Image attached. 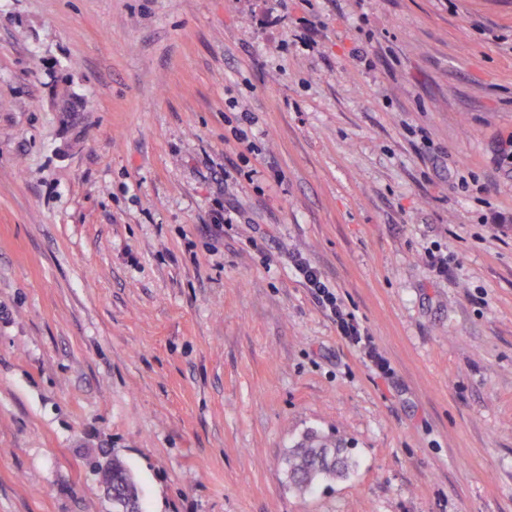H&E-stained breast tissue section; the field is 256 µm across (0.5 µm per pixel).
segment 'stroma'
I'll use <instances>...</instances> for the list:
<instances>
[{
  "mask_svg": "<svg viewBox=\"0 0 512 512\" xmlns=\"http://www.w3.org/2000/svg\"><path fill=\"white\" fill-rule=\"evenodd\" d=\"M90 448L144 512H512V0H0V512H109ZM293 263L295 271L304 281L307 288L314 292L322 305L329 309L335 317L336 329L339 335L354 346L367 350V353L371 356V337L366 335L355 315L347 311L344 304L336 297V294L329 290L321 274L315 268L308 265L301 257H294ZM289 487L312 493L321 485L346 477L352 467L347 448H336L314 433L307 434L284 459ZM89 466L102 485L112 484V491H106L112 501H125L128 506L140 508L135 481L129 468L117 457L112 456V468L106 463L109 454L103 448L91 451L88 456ZM141 509V508H140Z\"/></svg>",
  "mask_w": 512,
  "mask_h": 512,
  "instance_id": "35a3bbf8",
  "label": "stroma"
}]
</instances>
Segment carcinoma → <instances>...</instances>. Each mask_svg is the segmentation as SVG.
<instances>
[{"instance_id": "carcinoma-1", "label": "carcinoma", "mask_w": 512, "mask_h": 512, "mask_svg": "<svg viewBox=\"0 0 512 512\" xmlns=\"http://www.w3.org/2000/svg\"><path fill=\"white\" fill-rule=\"evenodd\" d=\"M89 466L103 485H112V498L130 507H140L135 481L129 468L117 457L107 464L109 454L97 448L88 454ZM289 487L300 493H312L321 485L346 477L352 467L345 448H336L320 436L310 433L284 459Z\"/></svg>"}]
</instances>
